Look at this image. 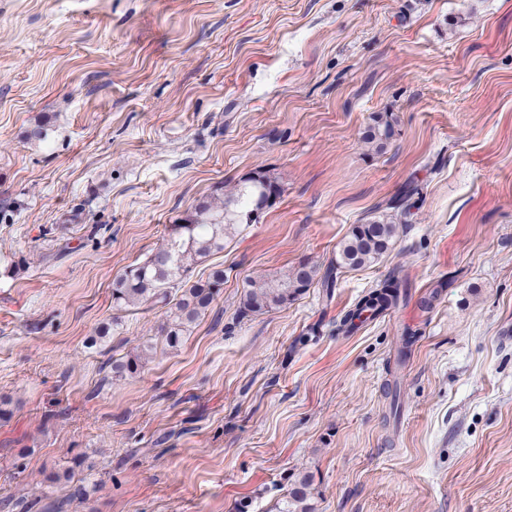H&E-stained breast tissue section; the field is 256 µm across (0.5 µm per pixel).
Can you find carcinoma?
Instances as JSON below:
<instances>
[{
  "mask_svg": "<svg viewBox=\"0 0 512 512\" xmlns=\"http://www.w3.org/2000/svg\"><path fill=\"white\" fill-rule=\"evenodd\" d=\"M398 134V118L393 112H375L361 132L365 155L382 154ZM279 182L266 171H256L230 188L218 186L194 207L168 225L162 245L146 260L126 267L112 280V303L119 311L150 303L166 309L157 335L170 348L178 347L189 328L211 308L224 286V268H212L206 279L192 280L196 265L224 251L242 224L257 222L255 214L271 206L272 196L281 194ZM417 190L409 188L388 203L395 210L350 227L341 242L336 260L325 272L302 261L272 279L250 281L240 297L238 315L248 317L270 312L294 302L317 279L329 284L342 270L359 269L378 261L395 244L400 227L413 216ZM401 294L398 283L387 279L366 291L355 307L341 320L340 329L350 331L357 320L395 307ZM155 344L148 340L130 354L112 358L115 381L132 378L152 360ZM312 477H296L288 493L272 512H315Z\"/></svg>",
  "mask_w": 512,
  "mask_h": 512,
  "instance_id": "1",
  "label": "carcinoma"
}]
</instances>
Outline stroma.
Returning a JSON list of instances; mask_svg holds the SVG:
<instances>
[{"label":"stroma","instance_id":"35a3bbf8","mask_svg":"<svg viewBox=\"0 0 512 512\" xmlns=\"http://www.w3.org/2000/svg\"><path fill=\"white\" fill-rule=\"evenodd\" d=\"M256 170L283 192L195 267L228 270L210 310L105 381L164 317L116 311L115 276ZM409 182L377 262L238 316L248 281L328 264ZM388 278L406 300L338 332ZM509 334L512 0H0V512H271L303 473L316 512H512ZM398 134V118L393 112H375L361 132L365 155L382 154ZM154 350L155 344L151 340H148L136 347L133 353L118 358L112 356V381H121L140 374L152 360Z\"/></svg>","mask_w":512,"mask_h":512}]
</instances>
